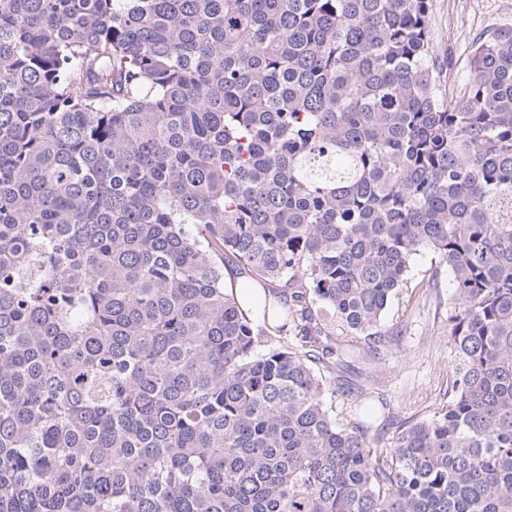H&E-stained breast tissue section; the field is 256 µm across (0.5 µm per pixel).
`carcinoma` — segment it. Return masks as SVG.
<instances>
[{
    "instance_id": "cac0c4a2",
    "label": "carcinoma",
    "mask_w": 512,
    "mask_h": 512,
    "mask_svg": "<svg viewBox=\"0 0 512 512\" xmlns=\"http://www.w3.org/2000/svg\"><path fill=\"white\" fill-rule=\"evenodd\" d=\"M431 3L0 0V512H512V23L448 93ZM424 250L448 401L376 426Z\"/></svg>"
}]
</instances>
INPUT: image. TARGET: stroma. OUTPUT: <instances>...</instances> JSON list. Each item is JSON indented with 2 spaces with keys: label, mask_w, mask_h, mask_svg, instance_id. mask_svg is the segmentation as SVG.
<instances>
[{
  "label": "stroma",
  "mask_w": 512,
  "mask_h": 512,
  "mask_svg": "<svg viewBox=\"0 0 512 512\" xmlns=\"http://www.w3.org/2000/svg\"><path fill=\"white\" fill-rule=\"evenodd\" d=\"M505 22H512V0H432L436 61L446 89L463 83L465 49L472 40ZM452 291L447 266L424 252L414 266L409 291L383 320L386 338L372 366L375 423L390 412L403 420L430 416L447 402L453 366L448 339Z\"/></svg>",
  "instance_id": "obj_1"
}]
</instances>
